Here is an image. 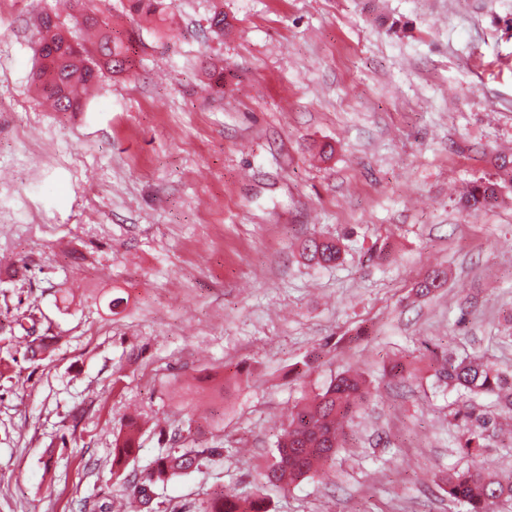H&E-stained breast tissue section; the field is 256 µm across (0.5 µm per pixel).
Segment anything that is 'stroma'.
Listing matches in <instances>:
<instances>
[{
    "label": "stroma",
    "mask_w": 512,
    "mask_h": 512,
    "mask_svg": "<svg viewBox=\"0 0 512 512\" xmlns=\"http://www.w3.org/2000/svg\"><path fill=\"white\" fill-rule=\"evenodd\" d=\"M53 4L0 16V512L117 505L112 434L138 413L126 476L178 428L224 451L159 487L165 512L220 487L268 512H463L433 362L512 370V188L458 205L512 153V0H175L169 36L82 0L137 31L135 66L66 113L33 83ZM314 235L340 240L336 265L302 258ZM435 269L445 287L415 295ZM397 360L409 382L383 376ZM344 368L371 395L335 463L260 480L287 411ZM501 188L497 180L481 178L472 183L459 202L464 209L468 210L490 208L498 203Z\"/></svg>",
    "instance_id": "1"
}]
</instances>
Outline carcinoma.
<instances>
[{"mask_svg": "<svg viewBox=\"0 0 512 512\" xmlns=\"http://www.w3.org/2000/svg\"><path fill=\"white\" fill-rule=\"evenodd\" d=\"M122 8L131 17L149 19L160 34L166 36L171 31L173 5L170 0H127ZM43 16L45 22L38 25L36 44L47 51L48 63L35 74V82L54 111H82L88 90L104 73L130 72L136 38L131 33L125 36L114 30L108 17L94 10H84L70 15L72 25L69 26L53 11H45ZM75 29L93 34V49L80 42H70ZM496 167L500 180L481 178L472 183L460 198L463 208L481 210L498 203L499 181L512 183V157H498ZM341 253L339 242L333 239L311 237L302 246L303 257L320 266L337 263ZM444 283L443 272L433 270L416 283L417 292L426 296ZM435 377L448 391L456 393V399L448 403V415L459 430L457 447L471 459L470 466L448 473L444 480L448 500L464 505L466 512H497L499 507L512 503V473L490 475L477 463V457L490 447V440L495 437L497 412L512 414V396L501 394L506 377L474 355L443 358L435 368ZM481 395L496 396L498 411L476 410L471 401ZM368 396L362 375L344 371L334 376L311 400L296 405L278 439L275 460L265 473L267 482L291 485L304 480L317 467L335 461L336 451L347 437L345 428ZM138 435L139 426L130 420L113 438L114 473H119L134 458ZM221 456L223 449L216 447L172 448L158 455L141 474L134 475L132 495L144 512H161L156 494L158 485ZM204 512H241V505L235 495L216 490L206 501Z\"/></svg>", "mask_w": 512, "mask_h": 512, "instance_id": "obj_1", "label": "carcinoma"}]
</instances>
